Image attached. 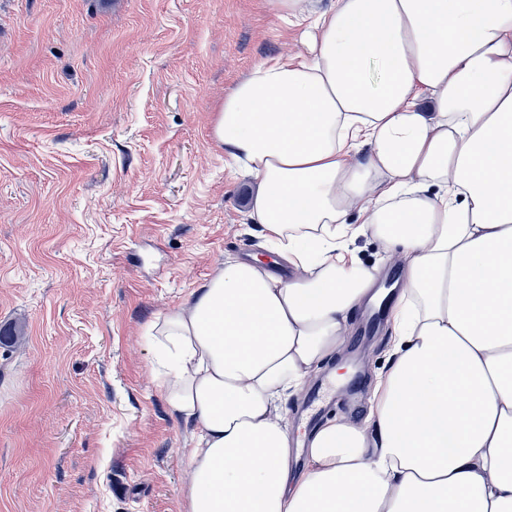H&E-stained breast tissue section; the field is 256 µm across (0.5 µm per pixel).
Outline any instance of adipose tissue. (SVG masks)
I'll return each mask as SVG.
<instances>
[{
    "instance_id": "obj_1",
    "label": "adipose tissue",
    "mask_w": 512,
    "mask_h": 512,
    "mask_svg": "<svg viewBox=\"0 0 512 512\" xmlns=\"http://www.w3.org/2000/svg\"><path fill=\"white\" fill-rule=\"evenodd\" d=\"M305 50L214 123L273 259L230 260L152 322L193 430L183 512H512V0H267ZM406 265L368 415L291 462L280 401L380 300L359 236Z\"/></svg>"
}]
</instances>
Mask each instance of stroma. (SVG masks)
<instances>
[{"label":"stroma","instance_id":"obj_1","mask_svg":"<svg viewBox=\"0 0 512 512\" xmlns=\"http://www.w3.org/2000/svg\"><path fill=\"white\" fill-rule=\"evenodd\" d=\"M302 49L267 0H0V512H181L191 427L144 334L226 260L267 256L212 127L255 65ZM350 248L401 279L374 238ZM370 314L337 360L368 383L391 347ZM335 364L282 398L293 438ZM368 397L334 387L319 417L360 421Z\"/></svg>","mask_w":512,"mask_h":512}]
</instances>
